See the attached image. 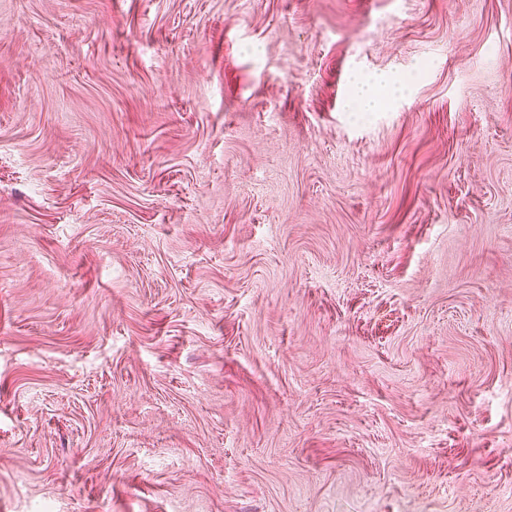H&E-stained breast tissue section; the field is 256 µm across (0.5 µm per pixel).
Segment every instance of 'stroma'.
<instances>
[{
	"instance_id": "35a3bbf8",
	"label": "stroma",
	"mask_w": 512,
	"mask_h": 512,
	"mask_svg": "<svg viewBox=\"0 0 512 512\" xmlns=\"http://www.w3.org/2000/svg\"><path fill=\"white\" fill-rule=\"evenodd\" d=\"M0 512H512V0H0ZM392 83V79L383 73L358 80L353 87L352 101L363 112H376L383 104L380 91Z\"/></svg>"
}]
</instances>
